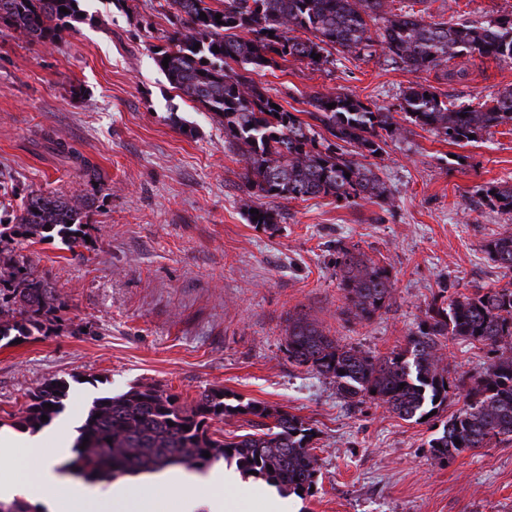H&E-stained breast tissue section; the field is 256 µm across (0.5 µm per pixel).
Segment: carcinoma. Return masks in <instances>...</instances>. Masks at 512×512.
<instances>
[{
    "label": "carcinoma",
    "instance_id": "carcinoma-1",
    "mask_svg": "<svg viewBox=\"0 0 512 512\" xmlns=\"http://www.w3.org/2000/svg\"><path fill=\"white\" fill-rule=\"evenodd\" d=\"M165 2L173 30L169 46L154 52V61L173 88L223 118L226 148L245 161L247 196L241 206L250 223L255 221L250 213L255 195L286 200L333 196L354 204L382 194L378 176L343 151V144L356 148L361 157L374 156L382 151L383 136L404 133L392 126L387 113L350 94L310 95L312 122H305L282 106L272 107L276 100L249 77L253 69L293 61L319 70L336 50L365 56L379 46L393 63L412 73L442 67L452 82L466 76V69L448 67L453 59L512 58V17L485 24L462 15L428 21L412 8L388 16L386 0H222L220 8L209 0ZM77 3L0 0V28L30 43L54 45L77 19ZM61 7L68 13L59 11ZM215 46L217 53L212 51ZM166 56L170 61L165 67ZM403 99L409 123L455 144L470 143L471 134L479 139L495 127H512V90L477 108L468 104L451 109L431 86L420 83L408 87ZM330 103L335 107L327 108ZM485 196L498 210L512 214L511 185L491 186ZM95 199L93 192L68 198L32 191L22 198L20 213L11 222L0 218V242L57 236L71 248L82 246L89 227L84 219ZM258 211L263 217L255 222L278 223L277 210ZM483 249L498 267L512 271V232L486 241ZM336 270L344 314L368 321L389 306L394 284L386 268L339 242ZM64 308L58 290L33 269L0 256V342L49 335L59 326ZM425 316L403 349L379 356L342 345L317 324L296 318L288 323V359L336 380L343 398H368L408 421L444 410L449 392H463V407L428 441L436 461L512 443V281L499 288L477 287L468 295L451 293L446 286L433 296ZM450 338L495 354L469 384L449 377L441 366L443 343ZM68 391L64 381L45 380L28 394L21 411L11 415V425L32 432L46 426L41 417L53 421L63 411ZM46 403L52 407H44ZM238 416L257 432L224 436L212 429L214 421ZM76 432L71 457L61 470L78 477L112 481L168 467L203 472L222 460L246 475L255 471L290 494L300 490L305 499L312 496L319 471L315 432L306 421L256 401L239 399L234 404L222 389H209L190 405L149 383L109 393L92 400Z\"/></svg>",
    "mask_w": 512,
    "mask_h": 512
}]
</instances>
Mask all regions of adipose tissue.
I'll list each match as a JSON object with an SVG mask.
<instances>
[{
	"mask_svg": "<svg viewBox=\"0 0 512 512\" xmlns=\"http://www.w3.org/2000/svg\"><path fill=\"white\" fill-rule=\"evenodd\" d=\"M70 441L71 433L64 426L47 438L0 432V498L22 495L41 502L48 512H160L162 501L173 497L181 512H227L223 489L238 483L235 474L218 468L204 475L166 469L108 487L75 481L58 471ZM33 458L39 465L28 479L19 466ZM205 487L212 490L206 498L200 495Z\"/></svg>",
	"mask_w": 512,
	"mask_h": 512,
	"instance_id": "1",
	"label": "adipose tissue"
}]
</instances>
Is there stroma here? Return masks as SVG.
I'll return each instance as SVG.
<instances>
[{
  "mask_svg": "<svg viewBox=\"0 0 512 512\" xmlns=\"http://www.w3.org/2000/svg\"><path fill=\"white\" fill-rule=\"evenodd\" d=\"M160 0H81L85 15L52 47L0 32V172L18 195L101 189L88 246L3 241L67 301L60 329L0 342V420L44 380L69 385L63 419L80 425L91 401L141 383L192 401L218 388L296 414L316 432L315 494L284 496L281 512H512V443L436 463L432 422L403 420L371 401L346 402L334 379L294 365L288 319L301 314L371 355L405 346L439 288L512 280L483 250L512 215L483 191L512 184V129L461 146L410 126L414 82L442 100L478 103L512 89V59L466 62L467 80L414 74L383 51L340 53L322 70L290 63L253 81L288 111L314 92L352 94L390 114L404 136L366 164L385 192L348 205L333 197L255 198L278 224L247 221L245 163L224 147V123L172 88L153 60L171 25ZM433 19L486 23L512 0H422ZM385 266L391 307L369 321L343 315L336 245ZM491 355L456 340L451 372L478 377Z\"/></svg>",
  "mask_w": 512,
  "mask_h": 512,
  "instance_id": "obj_1",
  "label": "stroma"
}]
</instances>
